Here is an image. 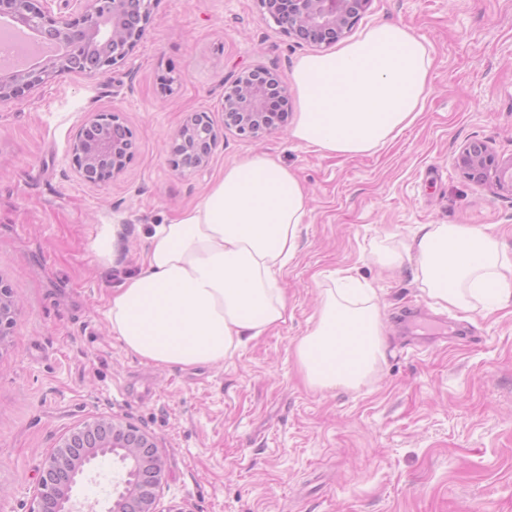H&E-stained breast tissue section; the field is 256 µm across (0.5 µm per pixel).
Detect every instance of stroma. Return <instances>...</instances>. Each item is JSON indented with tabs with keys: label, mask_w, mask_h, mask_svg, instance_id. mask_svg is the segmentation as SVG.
<instances>
[{
	"label": "stroma",
	"mask_w": 512,
	"mask_h": 512,
	"mask_svg": "<svg viewBox=\"0 0 512 512\" xmlns=\"http://www.w3.org/2000/svg\"><path fill=\"white\" fill-rule=\"evenodd\" d=\"M383 21L424 41L433 79L416 122L368 154L299 145L284 125L257 140L225 130L207 168L172 169L187 113L223 127L225 82L257 67L285 81L299 57L326 52L288 37L260 0H159L111 71L60 72L0 104V283L22 302L0 340V512H37L61 439L110 417L156 445L157 512H512V307L444 309L411 264L379 261L422 224L489 227L512 258V191L455 165L473 140L512 157V0H371L345 38ZM98 112L119 113L134 141L102 186L70 160ZM256 154L309 196L287 321L217 366L142 361L110 330V293L141 269L153 225ZM102 224L122 227L107 264L92 248ZM347 269L374 290L386 360L359 387L314 390L293 348ZM124 477L116 456L97 459L73 499L108 512Z\"/></svg>",
	"instance_id": "35a3bbf8"
}]
</instances>
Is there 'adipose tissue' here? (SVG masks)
Returning a JSON list of instances; mask_svg holds the SVG:
<instances>
[{"instance_id":"adipose-tissue-1","label":"adipose tissue","mask_w":512,"mask_h":512,"mask_svg":"<svg viewBox=\"0 0 512 512\" xmlns=\"http://www.w3.org/2000/svg\"><path fill=\"white\" fill-rule=\"evenodd\" d=\"M430 70L422 40L390 22L329 54L301 57L290 75L297 107L289 138L333 155L372 152L415 121ZM307 212L302 182L270 157L225 169L196 206L155 225L141 272L109 298L113 336L157 366L223 363L285 322L283 272ZM380 260L390 268L412 263L427 297L446 309L512 302V259L479 226L420 225ZM373 295L350 273L333 278L317 321L294 346L309 387H357L385 361Z\"/></svg>"}]
</instances>
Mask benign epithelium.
<instances>
[{
    "mask_svg": "<svg viewBox=\"0 0 512 512\" xmlns=\"http://www.w3.org/2000/svg\"><path fill=\"white\" fill-rule=\"evenodd\" d=\"M77 18L52 16L38 0H0L8 13L39 36L70 41L66 52L10 77H0V102L45 83L60 70L102 72L123 61L144 36L155 0H84ZM371 0H261L266 13L297 40L331 45L360 19ZM288 94L278 75L264 68L237 76L224 91V126L256 137L278 128L287 115ZM220 136L205 112H190L170 146L171 164L179 172L208 166ZM133 153V134L115 112H101L81 126L70 146L71 161L81 179L105 184L121 175ZM456 164L480 183L512 188V158L502 161L488 143L473 142ZM17 301L0 286V339L15 321ZM113 452L137 478L124 490L111 512H156L163 463L151 437L137 427L112 419L86 422L67 435L45 463L39 481L41 512H80L72 501L76 477L84 466Z\"/></svg>",
    "mask_w": 512,
    "mask_h": 512,
    "instance_id": "obj_1",
    "label": "benign epithelium"
}]
</instances>
